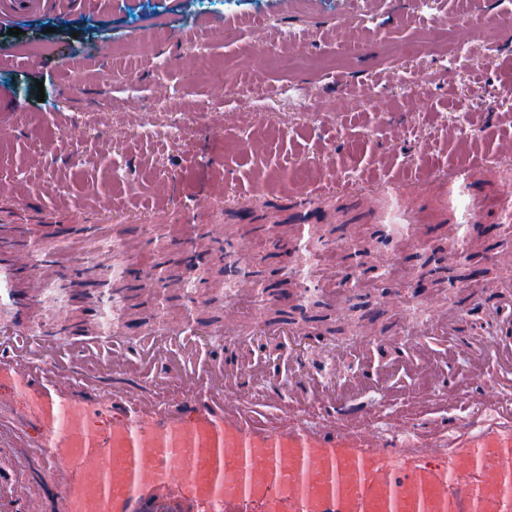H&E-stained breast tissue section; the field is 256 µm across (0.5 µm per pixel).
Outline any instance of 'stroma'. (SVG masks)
I'll return each mask as SVG.
<instances>
[{"instance_id": "1", "label": "stroma", "mask_w": 512, "mask_h": 512, "mask_svg": "<svg viewBox=\"0 0 512 512\" xmlns=\"http://www.w3.org/2000/svg\"><path fill=\"white\" fill-rule=\"evenodd\" d=\"M464 10L503 22L474 30L462 45L447 26L418 14L412 0H231L207 9L200 0H88L81 11L19 20L16 36L0 23V98L12 106L0 122L23 119L19 133L0 139V224L11 218L9 190L18 187L32 196L30 223L58 216L44 227L56 267L85 266L96 248L121 260L98 266L95 286L77 287L70 298L46 284L38 307L67 308L72 330H109L132 344L169 316L219 324L228 296L221 263L202 270L190 297L143 288L145 270L159 258L168 261L167 275H177L185 243L210 224L223 225L231 240L249 234L254 250L240 264L250 281L283 283V293L308 288L318 316L309 325L310 356L324 374L333 352L360 337L370 339L377 371L403 357L392 341L402 324L398 309L370 312L382 289L342 292L346 318L319 306L330 284L354 276L356 265L410 269V255H431L453 232L475 254L459 259L455 274L478 267L497 292L511 291L498 280L500 248L486 228L498 222L501 188L512 182V160L500 152L512 136L500 122L512 114V24L504 22L512 0L437 5L450 17ZM158 31L166 34L161 49L169 58L161 68L130 50L134 39ZM342 34L360 46L357 57H337ZM288 36L302 44L307 65L274 64L271 48ZM31 43L44 47L34 60L23 52ZM105 45L123 51L125 69L100 57ZM201 48L223 70V83L199 71ZM427 74L434 80L423 91L418 81ZM217 112L224 126L215 125ZM457 128L478 169L469 188L484 208L478 227L461 223L459 206L435 182L456 161L448 132ZM299 168L312 170L310 187L329 190L310 209L292 195ZM403 178L417 185L414 196L394 201L355 188L367 179ZM203 194L217 197L214 209L197 206ZM65 199L81 211V222L58 215ZM397 208L410 213L414 234L390 221ZM316 232L336 260L314 271L290 252ZM276 239L285 244L277 254ZM353 245L362 251L356 260L348 256ZM29 254L21 231L0 254V280L11 297L25 295L29 271L17 259ZM448 330L463 344L460 368L472 371L479 348L498 339L496 321L480 312L450 321Z\"/></svg>"}]
</instances>
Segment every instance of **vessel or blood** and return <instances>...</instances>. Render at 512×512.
Masks as SVG:
<instances>
[{
	"label": "vessel or blood",
	"mask_w": 512,
	"mask_h": 512,
	"mask_svg": "<svg viewBox=\"0 0 512 512\" xmlns=\"http://www.w3.org/2000/svg\"><path fill=\"white\" fill-rule=\"evenodd\" d=\"M83 2L0 0V18ZM70 321L62 309L45 327L25 305L0 328V382L27 403L0 400V447L29 450L25 478L0 477V512H512V346L480 374L452 371L440 307L400 338L425 386L406 378L373 405L365 345L336 353L327 379L285 323L287 379L258 357L213 366L237 341L231 303L222 325L136 345L71 336Z\"/></svg>",
	"instance_id": "1"
}]
</instances>
